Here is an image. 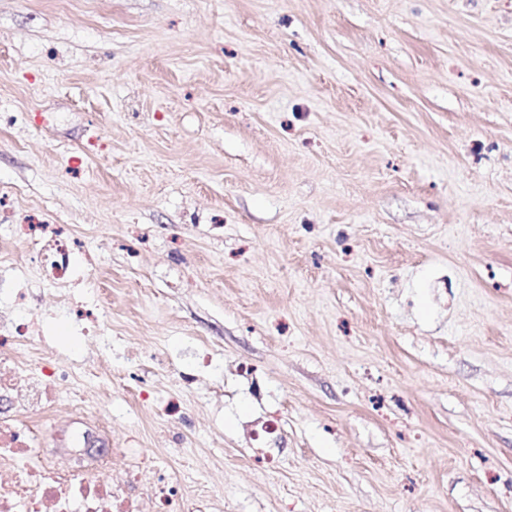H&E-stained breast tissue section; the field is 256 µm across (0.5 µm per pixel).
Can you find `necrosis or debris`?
Masks as SVG:
<instances>
[{"instance_id": "1", "label": "necrosis or debris", "mask_w": 512, "mask_h": 512, "mask_svg": "<svg viewBox=\"0 0 512 512\" xmlns=\"http://www.w3.org/2000/svg\"><path fill=\"white\" fill-rule=\"evenodd\" d=\"M10 236L37 256L38 278L55 288H75L95 264L92 254L70 241L58 224H10ZM31 283L17 264H0V401L12 413L0 414V512H203L200 499L179 498V483L161 467L136 459L123 472L103 478L82 463L95 444L93 428L66 423L59 436L72 456L63 461L44 453L41 429L61 409L72 417L90 412L81 391L65 384L56 372L30 352L42 339L41 303L30 294Z\"/></svg>"}]
</instances>
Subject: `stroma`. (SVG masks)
<instances>
[{"label": "stroma", "instance_id": "35a3bbf8", "mask_svg": "<svg viewBox=\"0 0 512 512\" xmlns=\"http://www.w3.org/2000/svg\"><path fill=\"white\" fill-rule=\"evenodd\" d=\"M37 359L208 512H512V0H0ZM179 417L168 416L169 401ZM5 230L36 253V274L52 287L72 290L96 264L89 250L66 237L60 224H5ZM79 255L84 256L82 264ZM69 316L70 320L82 326L85 335L97 336L105 331V314L96 312L98 306H91L83 297L76 298L69 296Z\"/></svg>", "mask_w": 512, "mask_h": 512}]
</instances>
